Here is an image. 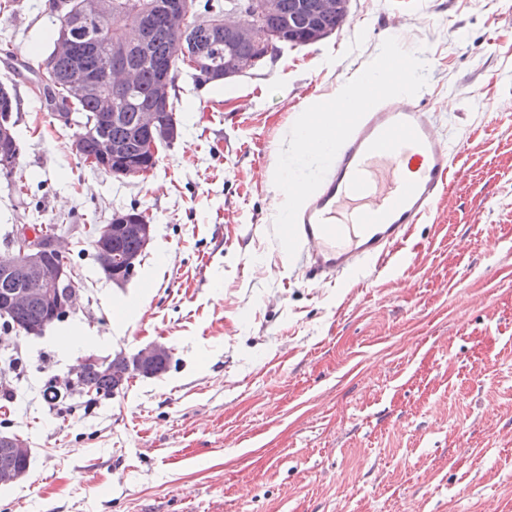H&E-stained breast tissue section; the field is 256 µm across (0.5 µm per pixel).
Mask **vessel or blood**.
Masks as SVG:
<instances>
[{
	"mask_svg": "<svg viewBox=\"0 0 512 512\" xmlns=\"http://www.w3.org/2000/svg\"><path fill=\"white\" fill-rule=\"evenodd\" d=\"M461 151L422 105L392 99L376 105L298 213L302 261L340 281L365 261L387 262L446 196ZM408 162L415 165L410 177L402 173Z\"/></svg>",
	"mask_w": 512,
	"mask_h": 512,
	"instance_id": "b4317fda",
	"label": "vessel or blood"
}]
</instances>
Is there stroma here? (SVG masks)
Masks as SVG:
<instances>
[{
  "label": "stroma",
  "instance_id": "obj_1",
  "mask_svg": "<svg viewBox=\"0 0 512 512\" xmlns=\"http://www.w3.org/2000/svg\"><path fill=\"white\" fill-rule=\"evenodd\" d=\"M59 26L55 0H0L29 183L0 175V248L56 225L78 297L41 335L0 332V432L32 450L0 512H512V0H352L340 31L241 76L199 87L181 68L180 135L132 179L80 161L24 68ZM389 37L426 63L417 97L465 142L462 169L387 264L310 281L274 235L266 172ZM132 203L156 235L117 284L88 230ZM71 327L101 357L164 344L169 368L46 404L88 353Z\"/></svg>",
  "mask_w": 512,
  "mask_h": 512
}]
</instances>
